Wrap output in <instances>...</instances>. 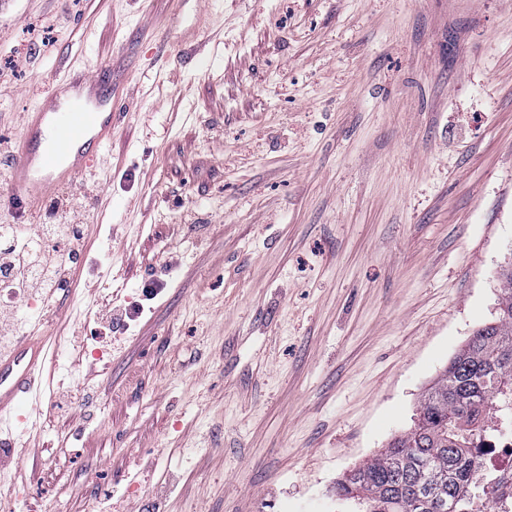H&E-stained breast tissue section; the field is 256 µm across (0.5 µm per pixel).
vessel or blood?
<instances>
[{"mask_svg": "<svg viewBox=\"0 0 512 512\" xmlns=\"http://www.w3.org/2000/svg\"><path fill=\"white\" fill-rule=\"evenodd\" d=\"M128 108L115 97L110 65L67 73L27 115L10 173L13 187L38 204L49 191L95 170ZM45 357V340L34 335L0 352V426L12 422L20 397L39 392Z\"/></svg>", "mask_w": 512, "mask_h": 512, "instance_id": "obj_1", "label": "vessel or blood"}]
</instances>
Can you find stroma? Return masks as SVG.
Returning a JSON list of instances; mask_svg holds the SVG:
<instances>
[{
    "instance_id": "1",
    "label": "stroma",
    "mask_w": 512,
    "mask_h": 512,
    "mask_svg": "<svg viewBox=\"0 0 512 512\" xmlns=\"http://www.w3.org/2000/svg\"><path fill=\"white\" fill-rule=\"evenodd\" d=\"M100 61L129 114L110 181L57 191L96 227L66 293L15 302L57 348L14 512H353L337 480L496 315L512 0H0V136ZM12 160L0 224L47 223Z\"/></svg>"
}]
</instances>
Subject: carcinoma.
<instances>
[{
	"instance_id": "carcinoma-1",
	"label": "carcinoma",
	"mask_w": 512,
	"mask_h": 512,
	"mask_svg": "<svg viewBox=\"0 0 512 512\" xmlns=\"http://www.w3.org/2000/svg\"><path fill=\"white\" fill-rule=\"evenodd\" d=\"M496 317L477 329L422 395L414 426L346 472L336 494L369 512H463L469 485L495 495L468 448L512 411V263L500 273Z\"/></svg>"
}]
</instances>
